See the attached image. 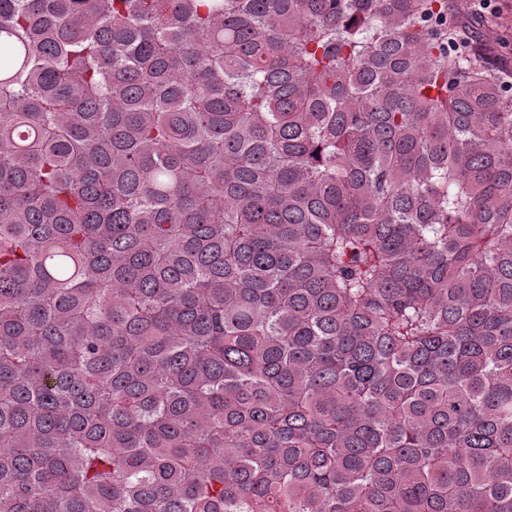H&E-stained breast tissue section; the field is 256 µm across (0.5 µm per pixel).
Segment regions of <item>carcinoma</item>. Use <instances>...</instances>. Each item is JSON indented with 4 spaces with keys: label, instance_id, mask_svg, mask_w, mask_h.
Wrapping results in <instances>:
<instances>
[{
    "label": "carcinoma",
    "instance_id": "obj_1",
    "mask_svg": "<svg viewBox=\"0 0 512 512\" xmlns=\"http://www.w3.org/2000/svg\"><path fill=\"white\" fill-rule=\"evenodd\" d=\"M448 0H0V512H512V84Z\"/></svg>",
    "mask_w": 512,
    "mask_h": 512
}]
</instances>
